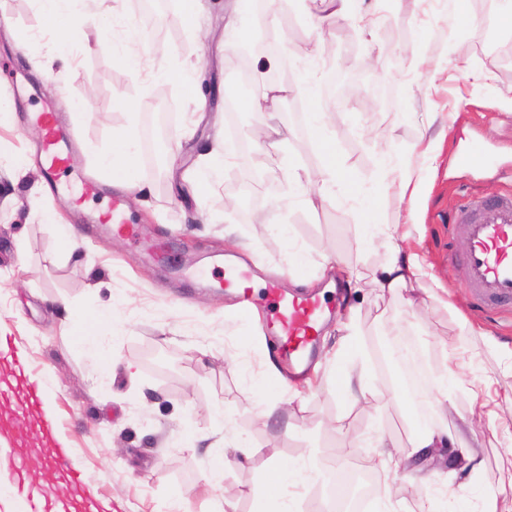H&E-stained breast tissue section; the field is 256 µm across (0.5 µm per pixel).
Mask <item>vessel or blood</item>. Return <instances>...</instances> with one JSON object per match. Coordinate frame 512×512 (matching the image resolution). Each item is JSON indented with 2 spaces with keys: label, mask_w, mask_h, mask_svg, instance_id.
<instances>
[{
  "label": "vessel or blood",
  "mask_w": 512,
  "mask_h": 512,
  "mask_svg": "<svg viewBox=\"0 0 512 512\" xmlns=\"http://www.w3.org/2000/svg\"><path fill=\"white\" fill-rule=\"evenodd\" d=\"M36 120L43 137V165L49 182H57L68 167L65 153L67 138L53 112L38 113ZM453 228L464 237L467 247L461 258L464 280L485 304L512 307V197L500 196L472 206L462 197L456 207ZM269 307L266 327L276 341V351L289 366L312 365L318 352L320 321L329 304L311 293H290L276 283L262 291ZM16 381L10 389H0V396L22 395L31 435L49 442L44 465L59 470L74 495L88 492L78 474L70 467L66 448L54 442L55 417L43 411L42 396L28 381V368L15 364Z\"/></svg>",
  "instance_id": "vessel-or-blood-1"
}]
</instances>
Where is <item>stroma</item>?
Masks as SVG:
<instances>
[{"mask_svg":"<svg viewBox=\"0 0 512 512\" xmlns=\"http://www.w3.org/2000/svg\"><path fill=\"white\" fill-rule=\"evenodd\" d=\"M157 11L140 0H79L84 37L66 54L45 28L37 0H0V337L27 361L58 422V439L98 503L112 512H214L219 504L250 512L252 494L271 462L295 467L309 460L329 472L362 469L369 512L387 501L415 508L441 500L447 512H480L485 493L512 483V440L501 429L475 426L468 441L484 461L464 489L446 488L447 459L432 462L428 480L372 470L374 442L385 439L401 458L415 430L433 419L421 407L446 370L445 350L464 345L470 357L452 378L459 415L477 411L479 380L499 372L512 350V314L479 308L457 259L463 239L448 226L461 192L490 199L512 192V36L489 37L496 0H470L467 22L449 38L446 11L427 0H354L375 8L373 34L349 22L310 18L301 0H279L280 25L256 22V0H198L188 27L180 0ZM157 70L155 78L122 60L127 40ZM274 59L275 73L296 92L269 111L256 109V71ZM468 61L491 81L472 85L456 67ZM453 113L437 162L414 154L421 115ZM53 112L69 133V165L61 188L49 187L41 166V131L34 112ZM334 112L336 157L350 185L336 186L309 206L299 198L296 174L315 171L325 154L310 128L313 112ZM276 123L289 141L253 144L258 127ZM136 132L144 195H125L134 235L100 223L111 189L96 169L113 134ZM410 156L421 183L414 199L384 193L377 178L381 147ZM235 151L217 168L209 192L184 179L213 141ZM481 143L488 164L466 157ZM380 200L385 224H410L408 249L422 260L419 310L387 304L372 283L347 297L357 306L359 345L377 379L368 400L343 406L333 389V364L307 379L280 384L267 375L281 368L269 336L240 319L234 291L216 287L224 257L237 253L255 277L274 280L289 265V242L302 249L299 276L322 290L323 262L342 255L367 269L382 264L361 228L365 199ZM51 212L44 221L42 212ZM78 226L84 257H66L60 226ZM232 229L241 250L224 243ZM112 307L114 324L97 322ZM102 337L103 355L74 346L68 311ZM422 378L410 402L391 388L406 365ZM279 399V412L257 416L262 401ZM20 400L0 398V416L12 423L0 438V512H15L21 482L16 458H43L28 434ZM197 434L195 449L183 437ZM226 452L224 479L208 473L213 449Z\"/></svg>","mask_w":512,"mask_h":512,"instance_id":"stroma-1","label":"stroma"}]
</instances>
